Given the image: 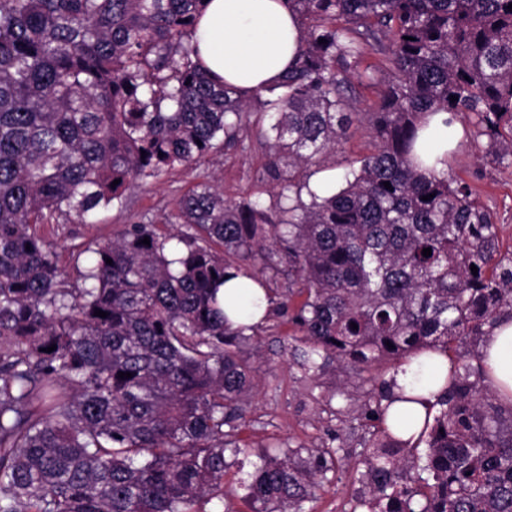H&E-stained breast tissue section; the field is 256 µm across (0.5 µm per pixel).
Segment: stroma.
I'll return each instance as SVG.
<instances>
[{"label":"stroma","instance_id":"stroma-1","mask_svg":"<svg viewBox=\"0 0 512 512\" xmlns=\"http://www.w3.org/2000/svg\"><path fill=\"white\" fill-rule=\"evenodd\" d=\"M247 150L230 148L197 165L178 168L133 187L123 206L104 211L97 223L69 224L55 231L44 227L46 237L56 246L61 266H68L69 251L76 245L102 243L127 224L160 218L177 197L204 177L221 179L224 196L234 200L256 191L262 185L265 149L248 137ZM374 150L369 125L353 128L336 152L333 167L317 171L314 181H331L347 162L358 160ZM452 174L471 186L480 202L492 211L500 227L502 252L512 251V166L474 157L463 146H456L448 159ZM293 332L287 318H270L259 336V388L246 414L239 436L251 445L329 447L337 449L344 465L330 483L324 484L312 512H348L349 500L358 484L351 469L361 448L365 419L360 410L362 390L353 388L337 365H330L316 381L305 380L293 363ZM350 388V395L334 394L336 386Z\"/></svg>","mask_w":512,"mask_h":512}]
</instances>
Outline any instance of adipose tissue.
<instances>
[{"mask_svg": "<svg viewBox=\"0 0 512 512\" xmlns=\"http://www.w3.org/2000/svg\"><path fill=\"white\" fill-rule=\"evenodd\" d=\"M298 16L290 0H209L199 17L193 44L200 67L210 76L243 90L276 82L292 63L300 43ZM248 277L227 281L220 294L234 323L252 324L263 316L253 306ZM480 355L504 402H512V318L501 319L485 336ZM448 359L430 352L421 364L394 373L388 423L404 438L418 436L428 409L446 387ZM416 402H407V395Z\"/></svg>", "mask_w": 512, "mask_h": 512, "instance_id": "adipose-tissue-1", "label": "adipose tissue"}]
</instances>
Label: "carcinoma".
Returning <instances> with one entry per match:
<instances>
[{
	"label": "carcinoma",
	"instance_id": "carcinoma-1",
	"mask_svg": "<svg viewBox=\"0 0 512 512\" xmlns=\"http://www.w3.org/2000/svg\"><path fill=\"white\" fill-rule=\"evenodd\" d=\"M205 2L0 0V512H210L237 496L307 512L342 467L333 448H266L224 485L247 454L236 431L272 314L298 332L304 377L336 361L366 388L351 512H512V403L484 368L455 367L414 440L390 431L379 373L512 316L493 212L415 153L424 115L467 112L470 152L512 161V0H289L296 62L250 97L194 60ZM368 50L388 80L364 112L351 92ZM363 120L374 152L334 192L311 186ZM252 131L273 203L203 180L160 220L182 229L127 224L72 250L78 281L59 269L41 226L88 223L139 181L247 149ZM240 273L268 308L234 327L218 293Z\"/></svg>",
	"mask_w": 512,
	"mask_h": 512
}]
</instances>
